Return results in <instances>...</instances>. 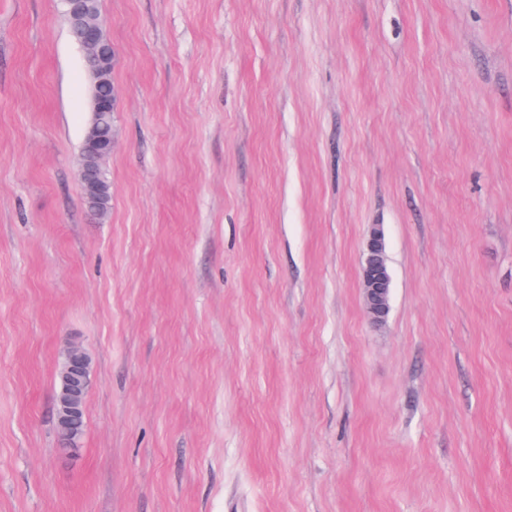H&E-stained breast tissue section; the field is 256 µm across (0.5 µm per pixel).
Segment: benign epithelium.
I'll list each match as a JSON object with an SVG mask.
<instances>
[{"instance_id":"7a95c632","label":"benign epithelium","mask_w":512,"mask_h":512,"mask_svg":"<svg viewBox=\"0 0 512 512\" xmlns=\"http://www.w3.org/2000/svg\"><path fill=\"white\" fill-rule=\"evenodd\" d=\"M88 0H67L74 26V40L85 53H93L96 74L105 79L115 65V56L110 53L108 42L103 38V23L100 16L88 10ZM112 114V103L107 97L95 94L93 97V121L83 142V157L103 160L112 153V134L105 133L102 120ZM86 201L94 210L104 208L109 199V187L96 174L93 166H82L80 171ZM365 260L362 265V291L365 312L376 323L385 322L390 310L392 275L386 254L385 235L380 224L372 225L365 246ZM89 361L78 346L66 352L65 363L60 375L62 394L58 400L57 421L66 433L70 432L84 413L83 387L88 384Z\"/></svg>"}]
</instances>
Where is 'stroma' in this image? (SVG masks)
<instances>
[{"instance_id": "35a3bbf8", "label": "stroma", "mask_w": 512, "mask_h": 512, "mask_svg": "<svg viewBox=\"0 0 512 512\" xmlns=\"http://www.w3.org/2000/svg\"><path fill=\"white\" fill-rule=\"evenodd\" d=\"M100 12L103 217L61 0H0V512H512V0ZM82 186L86 191V201L96 212L104 208L109 199V186H106L96 174L94 166H82L80 171ZM365 254L362 265L365 312L373 323L381 324L388 316L392 294V275L382 225H372L366 241ZM89 361L83 350L71 346L65 357L60 375L62 394L58 400L57 421L59 427L69 433L84 413L83 387L88 384Z\"/></svg>"}]
</instances>
